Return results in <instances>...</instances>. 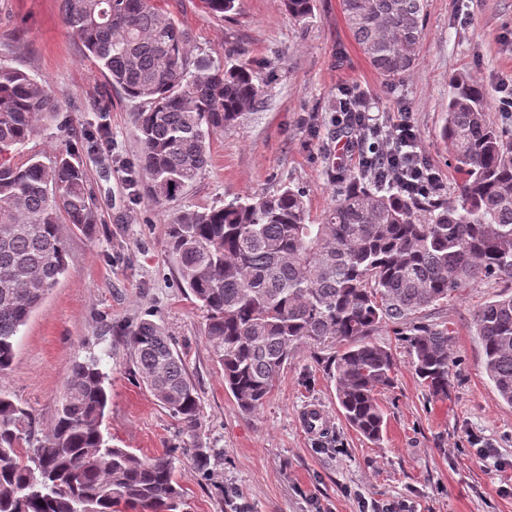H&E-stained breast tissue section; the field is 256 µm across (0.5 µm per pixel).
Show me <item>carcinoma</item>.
I'll return each mask as SVG.
<instances>
[{
	"mask_svg": "<svg viewBox=\"0 0 512 512\" xmlns=\"http://www.w3.org/2000/svg\"><path fill=\"white\" fill-rule=\"evenodd\" d=\"M238 0H204L216 17ZM306 23L313 0H283ZM425 0H342L345 20L370 66L391 81L410 72L423 41ZM62 19L109 84L136 103L138 172L148 195L172 201L210 163L209 138L261 104L249 62L215 66L192 57L191 37L157 0H62ZM441 130L457 199L385 189L359 171L336 203L311 220L305 191L285 185L247 202L184 209L167 224L177 286L206 314L224 387L252 413L272 392L303 340L341 344L328 375L349 425L378 442L385 417L375 394L391 386L395 361L369 336L381 324L407 325L453 293L512 281V136L491 117L483 90L453 76ZM58 112L46 82L0 63V373L16 336L67 269L61 221L96 223L95 197L81 153L107 136L65 126L71 149L16 160ZM484 371L512 406V296L474 317ZM143 385L195 433L198 394L166 329L150 320L128 336ZM451 331L415 326L412 367L433 397L448 398ZM108 375L95 358L77 362L46 439L33 444L32 413L0 395V512H183L174 453L142 456L101 431Z\"/></svg>",
	"mask_w": 512,
	"mask_h": 512,
	"instance_id": "cac0c4a2",
	"label": "carcinoma"
}]
</instances>
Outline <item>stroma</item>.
Returning <instances> with one entry per match:
<instances>
[{"mask_svg":"<svg viewBox=\"0 0 512 512\" xmlns=\"http://www.w3.org/2000/svg\"><path fill=\"white\" fill-rule=\"evenodd\" d=\"M191 34L193 55L220 65L228 51L247 60L263 89L257 110L216 131L210 164L176 199L157 204L130 181L139 143L134 106L112 88L63 25L61 0H0V62L45 80L59 114L42 121L22 155H52L70 141L65 124H106L98 154L83 158L98 220L86 230L61 225L68 268L22 327L0 394L26 406L35 439L50 427L75 362L99 358L110 401L102 431L112 445L140 455L175 442L177 423L134 376L127 337L142 320L163 325L176 344L201 404L200 424L185 437L176 479L188 512H512V406L502 402L483 367L473 325L486 302L512 294V283L473 285L427 309L421 321L452 330L453 366L446 400L416 377L405 329L379 327L374 342L396 361L391 387L377 401L386 428L371 442L344 419L326 360L333 347L298 344L274 390L254 413H243L224 388L205 319L191 293L177 288L165 230L184 208L223 205L276 192L306 194L319 220L358 170L336 165L344 132L334 122L343 88L356 86L381 120L407 107L420 149L440 178L456 186L445 123L449 80L467 74L486 93L491 112L512 131V112L499 108L512 90V0H426V36L416 67L395 81L369 65L346 23L341 0H314L309 22L291 19L282 0H239L232 18L211 15L201 0H160ZM320 406L327 431L312 437L299 412ZM210 451L201 473L190 452Z\"/></svg>","mask_w":512,"mask_h":512,"instance_id":"obj_1","label":"stroma"}]
</instances>
